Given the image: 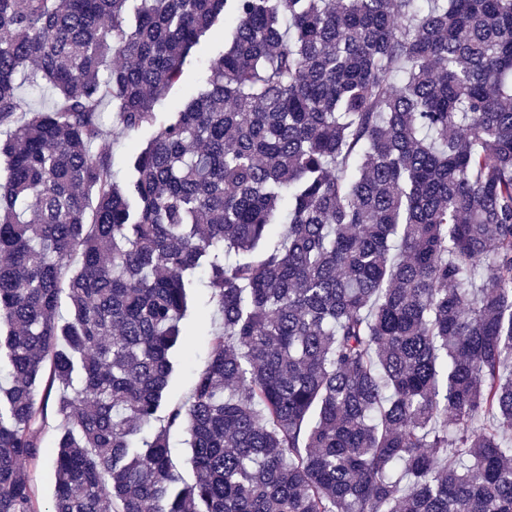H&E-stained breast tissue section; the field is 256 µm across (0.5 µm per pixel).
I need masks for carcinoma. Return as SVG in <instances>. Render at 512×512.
<instances>
[{
  "label": "carcinoma",
  "instance_id": "obj_1",
  "mask_svg": "<svg viewBox=\"0 0 512 512\" xmlns=\"http://www.w3.org/2000/svg\"><path fill=\"white\" fill-rule=\"evenodd\" d=\"M0 160V512H512V0H0ZM223 46L224 34L222 33L215 32L201 38L187 60L186 79L183 85L174 89L166 99L159 101L155 106L156 112H159L163 120H167L172 112H177L184 99L196 91L203 82L206 62L217 55ZM155 129H149L134 135L131 140L122 138L112 146V140L109 143V149L112 154V169L117 178L123 179L130 173V154L133 153L132 144L144 145L153 135ZM215 315V303L206 288H196L192 293L191 307L187 317L190 331L186 350L177 357L175 372L168 387L170 405L181 404L192 392L199 373L206 367L210 353L212 318ZM169 446L175 466L182 472L184 478L191 482L193 480V472L187 461L188 448H186L185 444V435L180 429L172 428L170 430ZM39 495V506L47 512L52 506L55 476L49 461L43 457L35 463L25 464Z\"/></svg>",
  "mask_w": 512,
  "mask_h": 512
}]
</instances>
